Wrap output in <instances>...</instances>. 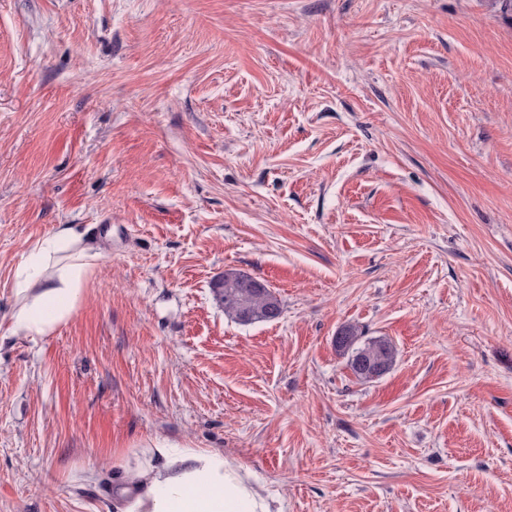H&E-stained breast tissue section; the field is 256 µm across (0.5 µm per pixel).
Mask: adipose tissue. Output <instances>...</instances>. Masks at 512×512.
Wrapping results in <instances>:
<instances>
[{
    "mask_svg": "<svg viewBox=\"0 0 512 512\" xmlns=\"http://www.w3.org/2000/svg\"><path fill=\"white\" fill-rule=\"evenodd\" d=\"M73 251L57 275L46 265L51 255ZM89 252L72 226L37 243L17 274L26 299L14 315L15 332L43 336L68 319L87 276ZM36 294H29L30 285ZM114 512H272L263 486L239 464L214 449L180 448L151 440L141 457L122 464L112 486Z\"/></svg>",
    "mask_w": 512,
    "mask_h": 512,
    "instance_id": "1",
    "label": "adipose tissue"
}]
</instances>
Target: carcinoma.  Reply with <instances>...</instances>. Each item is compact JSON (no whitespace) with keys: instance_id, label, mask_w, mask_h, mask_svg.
I'll list each match as a JSON object with an SVG mask.
<instances>
[{"instance_id":"cac0c4a2","label":"carcinoma","mask_w":512,"mask_h":512,"mask_svg":"<svg viewBox=\"0 0 512 512\" xmlns=\"http://www.w3.org/2000/svg\"><path fill=\"white\" fill-rule=\"evenodd\" d=\"M213 292L224 307V314L240 323L270 322L282 312L281 302L267 287H252V277L236 270H227L212 285ZM338 351L348 355V363L355 377L367 382L371 371L357 366L358 360L366 365L383 364L391 367L395 361L394 346L386 339L361 336L347 327L338 332L335 339Z\"/></svg>"}]
</instances>
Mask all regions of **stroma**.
Returning a JSON list of instances; mask_svg holds the SVG:
<instances>
[{"mask_svg": "<svg viewBox=\"0 0 512 512\" xmlns=\"http://www.w3.org/2000/svg\"><path fill=\"white\" fill-rule=\"evenodd\" d=\"M64 224L82 294L14 332ZM228 269L280 318L226 316ZM346 326L386 374L356 379ZM156 437L284 512H512L499 0H0V512H112ZM78 248L73 261L55 275L46 274L52 254ZM82 245V236L73 226H64L52 236L37 243L25 258L17 274V290L26 293L38 283V292L28 295L21 309L14 314V330L27 336H43L68 319L82 291L92 257ZM335 344L338 351L348 354L349 367L355 377L362 382L371 381L372 375L370 369L365 371L357 366L359 359H362L365 365L384 364L387 371L395 361L396 351L391 342L383 338L359 336L351 327L338 332Z\"/></svg>", "mask_w": 512, "mask_h": 512, "instance_id": "35a3bbf8", "label": "stroma"}]
</instances>
